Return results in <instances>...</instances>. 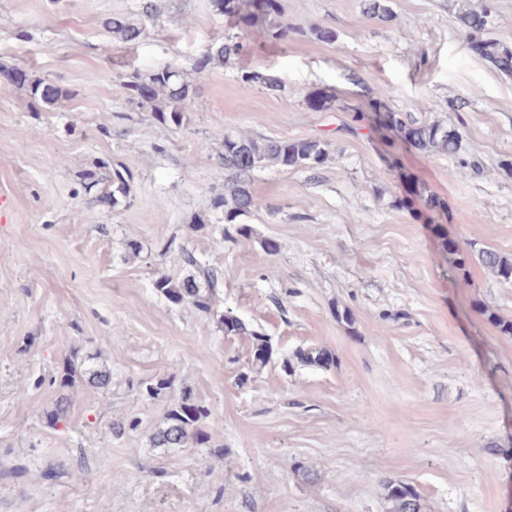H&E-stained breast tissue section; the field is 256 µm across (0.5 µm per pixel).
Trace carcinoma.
Here are the masks:
<instances>
[{"instance_id":"cac0c4a2","label":"carcinoma","mask_w":512,"mask_h":512,"mask_svg":"<svg viewBox=\"0 0 512 512\" xmlns=\"http://www.w3.org/2000/svg\"><path fill=\"white\" fill-rule=\"evenodd\" d=\"M248 2L249 0H212L215 11L224 16L231 26L237 28L242 24L250 25L260 16L269 21L270 36L273 39H288L294 28L281 21L280 0H262L264 9L258 14L248 11ZM489 14L490 6L484 4L478 9L461 14L459 19L465 30L466 39L478 40L479 56L499 71L511 75L512 50L485 37ZM366 16L382 23H391L395 19L385 0H368ZM104 27L126 42H133L142 34V29L122 16L107 19ZM248 54L249 46L242 37L228 34L222 42H215L206 49L203 60L217 59L227 64ZM22 84L27 86L30 97L37 103H51L63 94L60 87L41 80L27 77ZM124 86L128 91V102L132 105L153 99L158 89L163 91L167 105L159 111L160 123L165 126L181 124L189 89L180 81L177 70L166 66L151 74L146 81L140 75L132 73L126 76ZM379 109L383 121L382 128L398 130L407 145L420 151L438 149L449 154L456 152L459 136L455 131L435 124H409L404 120L402 113L382 103L379 104ZM326 155L324 144L317 138L296 141L265 139L260 142L252 138L224 136V169L234 172L238 177L249 174L264 163L285 168L314 170L325 161ZM130 180L132 174L127 168H114L108 164L103 174L89 175L85 191L91 195L92 202L113 206L128 197ZM260 207V200L251 193L243 181L236 183L230 197L219 198L214 202L215 209L224 210V215L233 220ZM448 255V262L458 271L461 280H466L467 256L455 244L448 246ZM182 258L188 266L196 270L197 275L181 283L160 277L155 281L154 288L170 303L190 304L200 311H210L213 296L218 288L219 271L202 263L194 253L187 250L182 251ZM477 259L482 265L490 268L500 280L512 283V258L504 257L490 249H480L477 251ZM252 336L256 341L253 361L262 367L269 361L268 341L266 337L255 332ZM293 357L298 363L306 366L328 367L334 362L333 356L327 351L312 347L296 349ZM94 360L96 357L87 355L78 363H70L61 380V386H68L74 374L80 371L89 375L92 383L102 387L108 385L111 380L110 374L92 367ZM209 416L210 412L206 406L194 401L189 394H182L171 403L165 415L164 426L153 435L154 446L181 448L189 443H208L209 436L202 431L201 426ZM387 498L392 503V512H419V496L408 484L389 483Z\"/></svg>"}]
</instances>
